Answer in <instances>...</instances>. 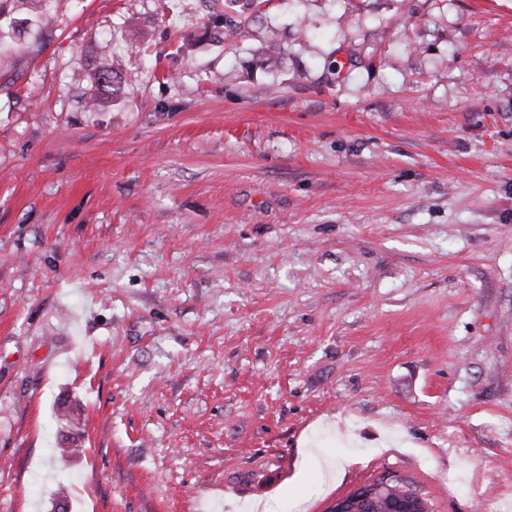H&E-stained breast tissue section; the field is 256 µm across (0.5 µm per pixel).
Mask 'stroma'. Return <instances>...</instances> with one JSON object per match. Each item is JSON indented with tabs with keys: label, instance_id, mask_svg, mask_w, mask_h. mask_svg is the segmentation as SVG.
Here are the masks:
<instances>
[{
	"label": "stroma",
	"instance_id": "stroma-1",
	"mask_svg": "<svg viewBox=\"0 0 512 512\" xmlns=\"http://www.w3.org/2000/svg\"><path fill=\"white\" fill-rule=\"evenodd\" d=\"M212 4L56 0L0 79V512H503L512 0ZM220 0H214V10H216V15L214 16V22H217L221 18L224 17V42L233 43L241 37V25L232 23L228 20V10H233L234 7L239 4H246L251 7H260L263 3L267 2V0H224V4L220 3ZM224 5V14L223 10H219V7ZM95 97L90 100L92 106H97L98 101L104 96L115 97L121 93L120 77L111 67L102 66L94 73ZM396 478L390 474L381 476L374 486L364 488L360 487L355 491V497L351 501L354 503H363L366 512H426L427 505L417 494H398L390 487L395 484ZM386 491L395 493L398 504L393 507V497L384 498ZM374 499H379L377 502Z\"/></svg>",
	"mask_w": 512,
	"mask_h": 512
}]
</instances>
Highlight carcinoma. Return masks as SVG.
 Here are the masks:
<instances>
[{"mask_svg":"<svg viewBox=\"0 0 512 512\" xmlns=\"http://www.w3.org/2000/svg\"><path fill=\"white\" fill-rule=\"evenodd\" d=\"M267 0H214V20H224V41L233 43L241 37V25L228 20L226 11L239 4L259 7ZM53 0H0V73L12 70V61L28 51L29 39L35 36L52 19ZM95 97L91 105L97 106L103 97L121 93L120 77L108 66L94 73Z\"/></svg>","mask_w":512,"mask_h":512,"instance_id":"carcinoma-1","label":"carcinoma"}]
</instances>
